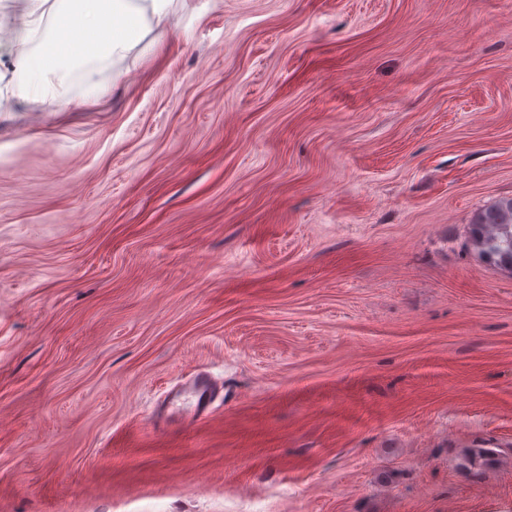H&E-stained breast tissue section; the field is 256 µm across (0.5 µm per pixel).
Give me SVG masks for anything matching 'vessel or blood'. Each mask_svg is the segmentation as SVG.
<instances>
[{
	"instance_id": "b4317fda",
	"label": "vessel or blood",
	"mask_w": 512,
	"mask_h": 512,
	"mask_svg": "<svg viewBox=\"0 0 512 512\" xmlns=\"http://www.w3.org/2000/svg\"><path fill=\"white\" fill-rule=\"evenodd\" d=\"M214 400L212 386L203 376H195L180 388L168 392L153 415V423L162 431L193 425L211 414Z\"/></svg>"
}]
</instances>
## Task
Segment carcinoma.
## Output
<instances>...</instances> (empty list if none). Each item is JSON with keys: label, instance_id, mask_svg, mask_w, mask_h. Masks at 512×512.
<instances>
[{"label": "carcinoma", "instance_id": "carcinoma-1", "mask_svg": "<svg viewBox=\"0 0 512 512\" xmlns=\"http://www.w3.org/2000/svg\"><path fill=\"white\" fill-rule=\"evenodd\" d=\"M472 241L485 261L512 271V198L497 200L476 215Z\"/></svg>", "mask_w": 512, "mask_h": 512}]
</instances>
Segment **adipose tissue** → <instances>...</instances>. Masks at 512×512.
Here are the masks:
<instances>
[{"instance_id":"ef3b65f1","label":"adipose tissue","mask_w":512,"mask_h":512,"mask_svg":"<svg viewBox=\"0 0 512 512\" xmlns=\"http://www.w3.org/2000/svg\"><path fill=\"white\" fill-rule=\"evenodd\" d=\"M165 15L164 0H55L45 33L26 30L31 51L11 63L8 88L26 101L49 93L73 96L79 77L107 71L145 14Z\"/></svg>"}]
</instances>
